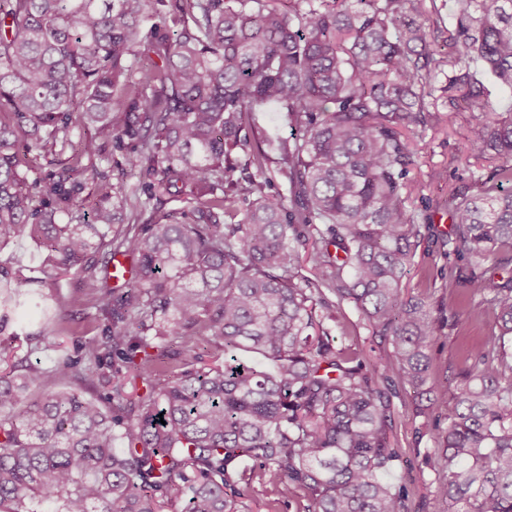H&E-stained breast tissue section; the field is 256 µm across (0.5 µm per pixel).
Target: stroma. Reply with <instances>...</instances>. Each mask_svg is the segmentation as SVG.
<instances>
[{"label": "stroma", "instance_id": "obj_1", "mask_svg": "<svg viewBox=\"0 0 512 512\" xmlns=\"http://www.w3.org/2000/svg\"><path fill=\"white\" fill-rule=\"evenodd\" d=\"M473 119L471 112L459 110L449 122L428 132V148L420 154L411 175L422 181L421 198L411 200L412 208L422 206L423 199L435 202L431 215L440 236L451 230L448 212V190L454 186L476 187L488 175L492 164L484 159L464 161L463 147L471 135ZM446 172V179L428 180L430 170ZM448 261L436 249L420 246L404 280L406 292L423 295L428 302H444L455 307L463 298V287L426 288L424 276L433 269L447 266ZM0 265L4 267L25 266L33 280L32 297L28 304L18 309L9 326L21 338L36 340L31 355L32 361L42 366H53L59 359L72 352L78 339L98 337L102 334L100 323L94 313L101 305L104 295H86L79 270H70L55 284L41 283L38 251L33 242L21 239L0 247ZM337 345L361 352L370 360L391 356L389 342L373 336L372 327L361 311L351 302H344L336 310V320L330 325ZM493 318L486 317L467 326L460 336L438 338L432 351V374L447 395L448 402L457 396L454 378L463 365L464 350L473 341L485 342L497 334ZM413 393L401 387L392 400L393 431L391 440L398 449L400 458L386 479L392 485H407L411 491V512H446L444 502L433 495L435 474L426 459L433 454V426L424 418H413ZM243 479L247 485L248 512H301L304 499L292 498L288 502L277 501L268 485L263 484L252 461L241 465Z\"/></svg>", "mask_w": 512, "mask_h": 512}]
</instances>
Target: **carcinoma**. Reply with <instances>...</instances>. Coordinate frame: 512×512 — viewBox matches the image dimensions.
<instances>
[{
    "instance_id": "1",
    "label": "carcinoma",
    "mask_w": 512,
    "mask_h": 512,
    "mask_svg": "<svg viewBox=\"0 0 512 512\" xmlns=\"http://www.w3.org/2000/svg\"><path fill=\"white\" fill-rule=\"evenodd\" d=\"M474 61L512 99V0H453L448 23L435 0H0V245L33 240L48 278L77 266L91 292L112 255L135 263L98 309L105 336L50 370L10 362L32 280L0 267V512H245L244 458L305 512H409L385 479L396 387L433 417L434 342L488 315L499 334L468 348L430 466L448 512H512V104ZM267 104L293 130L274 162L251 141ZM444 107L473 114L466 157L494 161L477 193L451 191L440 247L469 298L449 312L402 288L432 236L407 139ZM57 145L71 166L28 182L26 157ZM163 195L182 219L148 210ZM345 300L394 361L336 346Z\"/></svg>"
}]
</instances>
